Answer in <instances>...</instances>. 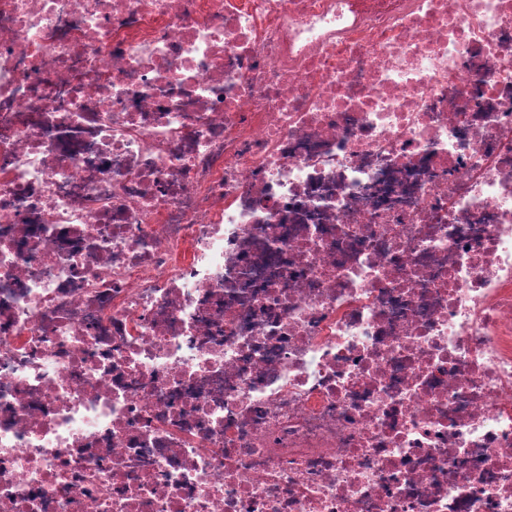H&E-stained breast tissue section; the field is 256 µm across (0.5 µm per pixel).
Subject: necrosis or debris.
<instances>
[{"label": "necrosis or debris", "mask_w": 512, "mask_h": 512, "mask_svg": "<svg viewBox=\"0 0 512 512\" xmlns=\"http://www.w3.org/2000/svg\"><path fill=\"white\" fill-rule=\"evenodd\" d=\"M0 512H512V0H0Z\"/></svg>", "instance_id": "1"}]
</instances>
